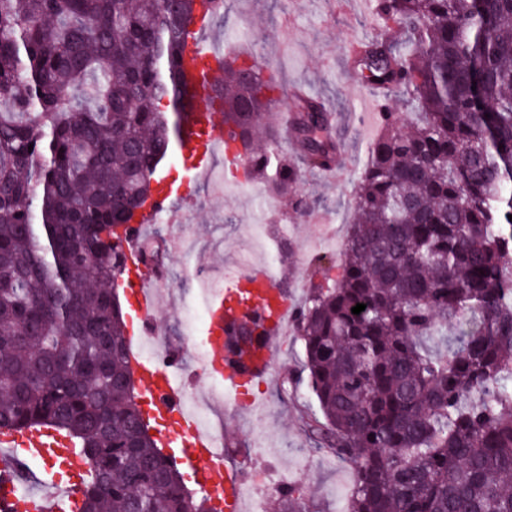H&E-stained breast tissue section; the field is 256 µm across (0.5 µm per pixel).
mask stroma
I'll use <instances>...</instances> for the list:
<instances>
[{
    "instance_id": "obj_1",
    "label": "stroma",
    "mask_w": 512,
    "mask_h": 512,
    "mask_svg": "<svg viewBox=\"0 0 512 512\" xmlns=\"http://www.w3.org/2000/svg\"><path fill=\"white\" fill-rule=\"evenodd\" d=\"M213 27L225 49L252 54L276 75L281 104L290 105V91L297 85L307 97L323 103L345 166L333 174L303 170L297 189L314 208L301 215L289 202L269 197L257 182L228 193L208 190L205 179L185 174L180 153L172 152L161 169L180 182L181 195L193 202L188 225L194 239L192 252L172 259L173 284L160 291L163 328L173 346L180 343L179 315L208 303L207 297L192 293L187 270L202 265L224 271L226 288H235L240 277L237 262L250 247V225H287L293 252L278 267V284L287 288L293 302L304 300L314 259L323 256L336 262L342 254L355 178L380 129L379 107L405 109L400 96L374 89L353 68L351 45L383 29L367 0H224V12ZM278 343L270 374L258 387L262 414L237 409L225 415L224 445L249 448L263 439L267 450L258 455V462L275 474L295 477L312 512H349L352 467L318 447L304 430L300 411L315 405L307 386L282 387L283 380L301 368L303 346L293 333Z\"/></svg>"
}]
</instances>
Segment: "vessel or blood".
Returning <instances> with one entry per match:
<instances>
[{"mask_svg": "<svg viewBox=\"0 0 512 512\" xmlns=\"http://www.w3.org/2000/svg\"><path fill=\"white\" fill-rule=\"evenodd\" d=\"M189 55L191 60L186 67L184 84L192 100V109L180 144L183 158L197 175L202 176L212 169L215 158L224 152L223 130L207 106L215 82L224 74V50L215 42L207 18L197 19L192 29ZM155 185L152 203L141 211L124 244L129 253L137 252L141 240L147 237L161 213H169L178 223L183 220L182 213L169 205L171 183L167 175H157ZM153 279V274L139 269L126 276L123 285L132 299V318L137 324L136 333L127 338L132 368L150 411L176 428L175 433L162 434L158 445L171 449L182 459L192 470L196 485L218 497L225 512H244L242 489L246 475L236 466L225 465L213 435L201 428L187 412L179 355L168 350L150 357L144 352L145 342L154 332L155 312L159 306V295L151 286ZM242 283L248 288L246 312L261 324L255 350L240 364L226 358L222 337L230 317L226 305L240 295L239 290H227L215 295L209 306L210 322L203 364L207 376H220L225 388L234 393L267 377L279 332L294 317L281 288L264 270H253ZM25 458L47 463L66 460L68 474L63 478L47 475L35 489L20 492L16 478ZM87 467V461L79 457L70 437L60 430L30 427L0 432V512H63L67 507L73 510L80 501Z\"/></svg>", "mask_w": 512, "mask_h": 512, "instance_id": "1", "label": "vessel or blood"}]
</instances>
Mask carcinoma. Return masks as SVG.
Masks as SVG:
<instances>
[{"label":"carcinoma","instance_id":"obj_1","mask_svg":"<svg viewBox=\"0 0 512 512\" xmlns=\"http://www.w3.org/2000/svg\"><path fill=\"white\" fill-rule=\"evenodd\" d=\"M358 46L382 113L339 264L294 319L317 410L308 435L350 463V512H512V0H371ZM219 0H0V430L51 426L90 464L80 512H208L142 421L115 283L127 228L176 143L195 15ZM279 84L224 60L213 90L247 181L311 210L301 166L336 154ZM33 150H28V146ZM366 305L358 315L351 308ZM457 339L442 351L448 325ZM280 512H306L290 487Z\"/></svg>","mask_w":512,"mask_h":512}]
</instances>
